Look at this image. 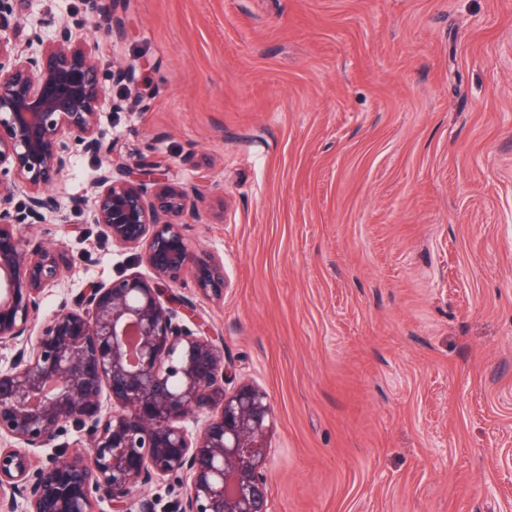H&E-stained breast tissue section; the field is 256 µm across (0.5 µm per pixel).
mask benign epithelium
Masks as SVG:
<instances>
[{"mask_svg": "<svg viewBox=\"0 0 512 512\" xmlns=\"http://www.w3.org/2000/svg\"><path fill=\"white\" fill-rule=\"evenodd\" d=\"M12 2L0 0V347L13 350L0 370V512H98L104 494L113 512H157L143 490L171 480L185 492L166 512H271V400L253 384L226 387L224 344L193 300L168 288L190 274L200 295L224 296V263L197 260L179 228L191 193L159 162L131 169L104 146L101 113L121 104L81 23L36 24L20 39ZM112 80L140 93L132 67ZM79 147L99 156L98 174L71 207L89 210L151 276L87 288L36 333L68 260L28 248L23 229L59 208L53 189ZM71 431L88 452L71 450ZM50 444L54 453L32 459L28 449Z\"/></svg>", "mask_w": 512, "mask_h": 512, "instance_id": "7a95c632", "label": "benign epithelium"}]
</instances>
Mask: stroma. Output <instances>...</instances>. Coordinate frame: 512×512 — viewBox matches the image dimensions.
Returning a JSON list of instances; mask_svg holds the SVG:
<instances>
[{
	"instance_id": "obj_1",
	"label": "stroma",
	"mask_w": 512,
	"mask_h": 512,
	"mask_svg": "<svg viewBox=\"0 0 512 512\" xmlns=\"http://www.w3.org/2000/svg\"><path fill=\"white\" fill-rule=\"evenodd\" d=\"M92 2L13 8L86 21L147 82L107 83L106 141L201 187L226 290L174 289L271 398L272 512H512V0ZM96 164L24 233L74 260L36 326L148 272L69 206Z\"/></svg>"
}]
</instances>
